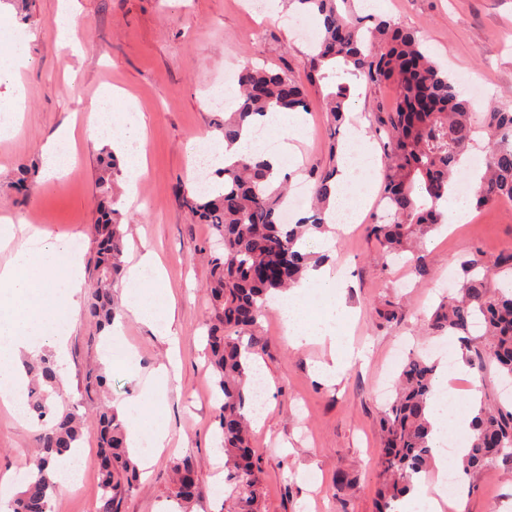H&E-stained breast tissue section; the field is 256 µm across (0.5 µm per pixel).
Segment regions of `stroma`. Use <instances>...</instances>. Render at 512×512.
<instances>
[{
  "instance_id": "stroma-1",
  "label": "stroma",
  "mask_w": 512,
  "mask_h": 512,
  "mask_svg": "<svg viewBox=\"0 0 512 512\" xmlns=\"http://www.w3.org/2000/svg\"><path fill=\"white\" fill-rule=\"evenodd\" d=\"M75 15V50L59 49L54 19L60 3ZM381 16L415 30L425 50L450 76L482 87L480 105L512 111V0H382ZM285 9L263 18L253 0H32L20 18L11 0H0V25L24 36V66L16 74L24 91L23 116L15 132L0 137V220L32 224L44 234L68 233L83 257L93 248L95 182L103 143L90 138L85 120L104 88L129 92L146 116L147 169L134 202L119 200L127 229L125 265L153 252L166 274L167 300L175 308L174 334L165 337L148 325L118 313L123 336L135 353L133 364L109 373L113 402L137 399L150 391L159 368L168 370L166 391L155 394L158 421L168 435L166 448L129 492L121 512H169V473L174 461L192 459L200 494L191 512H230L232 488L224 482V455L215 442V375L205 355L204 321L210 267L200 247L215 241L207 224L193 223L181 206L180 183L192 180L195 167L188 146L214 134L222 114L206 107L212 91L223 87L227 71L249 67L283 69L304 80L308 41ZM0 40V63L16 57ZM327 85L307 86L309 110L298 147L301 170L332 161L333 131L325 110ZM391 85L353 83L348 105L355 119L374 127L378 113L391 111ZM75 121L76 159L62 181L37 179L28 195L13 186V173L40 161L43 144L65 121ZM384 139L372 135V150L356 182L373 177L374 197L353 229L337 232L334 264L344 271L350 336L365 360L331 382L317 372L329 348L290 346L279 329L280 316L268 312L254 356L273 380L272 409L256 428L253 446L263 466L264 512H372L382 448L380 420L385 406L379 386L394 382L402 363L395 350L423 353L443 343L427 320L448 283L464 278L463 264L473 254L490 258L512 246V202L473 209L465 223H445L425 237L423 254L431 275L421 278L402 262L382 255L368 232L382 201ZM51 313L65 325L66 354L61 358L64 385L57 406L78 405L91 412L94 402L81 391L89 363L101 360L99 345L88 340L81 309ZM390 311L393 322L380 314ZM36 424L18 421L13 408L0 403V486L19 492L35 448ZM81 447L77 488H60L55 512H96L98 442L87 434ZM347 474L349 487L336 486ZM473 494H461L458 512H512V460L497 461L467 476Z\"/></svg>"
}]
</instances>
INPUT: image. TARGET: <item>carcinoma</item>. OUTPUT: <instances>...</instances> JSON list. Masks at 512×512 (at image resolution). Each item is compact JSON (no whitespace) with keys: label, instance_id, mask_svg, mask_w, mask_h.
Here are the masks:
<instances>
[{"label":"carcinoma","instance_id":"carcinoma-1","mask_svg":"<svg viewBox=\"0 0 512 512\" xmlns=\"http://www.w3.org/2000/svg\"><path fill=\"white\" fill-rule=\"evenodd\" d=\"M296 13L318 20L315 41L306 55L307 79L332 84L325 97L333 128H339L351 93L352 80L372 85L392 84L398 95L392 112L380 121L385 134L386 173L383 177L382 213L368 233L387 255L400 256L417 248L420 235L445 221L439 208L448 187L462 172L469 148L485 141L487 163L475 189L476 207L500 200L512 201V112L493 104L473 110L455 81L423 49L416 33L388 19L363 14L356 0H289ZM238 108L216 123L228 146L242 136L248 119L268 112H305L308 101L302 85L285 71L246 69L239 76ZM115 155L105 153L95 197L93 224L95 250L90 262L94 289L84 307V318L96 342L112 327L119 310L115 287L124 275L122 257L126 231L116 209ZM337 165L314 167L313 207L310 214L291 224L282 221L288 195V176L277 181L269 161L261 156L242 158L213 173L221 180L213 194L196 186L179 189L181 205L200 224H209L220 237L222 252L203 248L211 279L208 289L206 350L216 376L218 402L217 441L224 452V482L233 486L234 512H263L261 462L250 442V421L245 412L252 393L244 385L252 375L251 350L234 334L256 329L267 311V296L296 284L312 262L322 256L303 250L309 231L324 232V212L335 183ZM512 277V248L485 261L480 255L465 262V276L457 294L448 296L432 313L430 329L438 335L466 334L474 319L483 322L487 345L466 348V360L477 371L489 362L512 379V289L494 288L497 276ZM438 363L430 357H408L397 379L396 398L381 420L384 448L379 475L382 487L374 512H394L407 495L413 478L428 473L433 462L427 419ZM31 379L27 412L37 420V455L23 489L10 501L12 512H53L59 469L75 459L79 441L96 434L99 448V507L96 512H117L133 489L140 471L129 454L126 430L106 399L107 376L102 367L84 372L83 391L97 400L89 418L73 406L52 411L62 366L50 352L26 365ZM473 436L463 458L464 472H474L498 459H512V407L480 405L471 421ZM173 498L180 512L198 495L194 463L182 459L173 466Z\"/></svg>","mask_w":512,"mask_h":512}]
</instances>
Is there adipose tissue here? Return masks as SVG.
<instances>
[{"instance_id":"ef3b65f1","label":"adipose tissue","mask_w":512,"mask_h":512,"mask_svg":"<svg viewBox=\"0 0 512 512\" xmlns=\"http://www.w3.org/2000/svg\"><path fill=\"white\" fill-rule=\"evenodd\" d=\"M88 122L96 131L111 129L108 143L114 152L127 160L126 198L134 200L137 182L144 173L145 119L139 106L124 91L106 89L89 113ZM253 123L271 127V141L259 142L250 133H243L234 146L219 149L214 160L216 167H224L252 154L263 155L277 172L281 171L283 163L295 161L291 141L298 138L302 128L298 113H270L254 117ZM74 131V125L61 126L43 145L47 179H58L65 174L75 145ZM370 150L365 129L350 126L347 148L340 153L335 188L324 214L326 224H334L339 210L350 209L357 217L368 205V192L352 189L350 181L354 155L366 154ZM28 242V248L19 250L8 265L0 268V397L5 399L14 397L22 388L23 379L18 371L22 353L33 351L39 343L60 353L65 351L64 337L55 338L43 333L49 305L55 302L66 307L75 306V297L84 286L83 257L70 251L67 239L52 240L35 230ZM339 280V274L324 265L308 270L298 284L285 293L272 295L270 299L272 306L282 314L285 333L292 347L328 344L330 360L320 364L318 370L322 376L331 379L345 370L354 355L342 326L347 309L339 291ZM163 281L161 265L151 254H144L127 272L126 285L133 288L134 293L126 297L124 306L130 317L167 336L174 324V312L158 310L146 294L147 289L162 287ZM467 371L468 367L461 359L451 365H441L437 370L427 408L431 424L429 444L433 450L436 478L431 482L415 479L412 491L402 501L398 512H441L440 501L448 496L445 484L448 477V437L453 433L466 435L470 432L468 416L453 410V392L448 382L464 376ZM116 410L125 423L126 441L133 460L140 467H150L151 457L140 452L143 440H150L155 448L164 447L167 440L166 430L153 423L150 399L121 403Z\"/></svg>"}]
</instances>
